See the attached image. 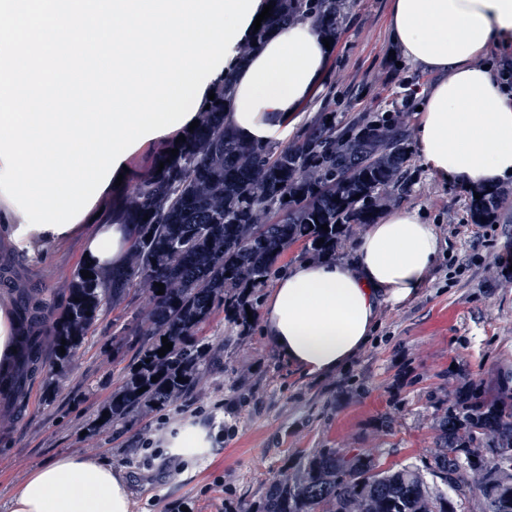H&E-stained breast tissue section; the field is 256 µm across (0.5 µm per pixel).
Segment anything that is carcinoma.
Wrapping results in <instances>:
<instances>
[{"label":"carcinoma","instance_id":"cac0c4a2","mask_svg":"<svg viewBox=\"0 0 512 512\" xmlns=\"http://www.w3.org/2000/svg\"><path fill=\"white\" fill-rule=\"evenodd\" d=\"M265 2L274 9L240 46V64L275 31L307 17L315 18L321 37L336 43L354 0ZM213 93L198 109V127L181 131L186 141L173 137L158 148L100 211L101 224L131 226L123 264L78 265L59 305L44 298L42 288L19 297L22 373L63 370L107 306L119 307L133 291L145 296V308L125 332L141 337V367L112 391L103 428L180 399L206 360L209 344L199 336L204 323L222 308L247 329L251 297L279 271L291 245L302 243L311 260L335 257L353 231L376 223L405 181L411 130L401 112H360L350 119L318 112L293 142L261 143L226 122L231 74ZM475 192L481 198L470 199L473 223H492L504 191L481 186ZM85 269L91 277L81 275ZM157 283L164 294H157ZM42 321L52 336L50 358L35 337ZM164 337L173 346L161 357ZM435 444L425 468L397 471L362 451L324 448L294 474L272 480L259 512H461L470 499L479 512H512V369L500 373L493 404L460 395L441 409Z\"/></svg>","mask_w":512,"mask_h":512}]
</instances>
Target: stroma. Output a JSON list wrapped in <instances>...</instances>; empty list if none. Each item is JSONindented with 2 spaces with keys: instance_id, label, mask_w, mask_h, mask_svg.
<instances>
[{
  "instance_id": "stroma-1",
  "label": "stroma",
  "mask_w": 512,
  "mask_h": 512,
  "mask_svg": "<svg viewBox=\"0 0 512 512\" xmlns=\"http://www.w3.org/2000/svg\"><path fill=\"white\" fill-rule=\"evenodd\" d=\"M393 0H355L327 61L323 83L289 122L297 136L315 113L357 115L371 102L407 113L417 123L419 98L406 85L427 86L431 73L395 52ZM495 224L470 220L465 189L433 177L412 160L410 181L395 207L417 210L436 225L444 251L427 284L403 304L384 305L370 341L342 370L314 378L288 365L254 321L239 335L224 312L199 332L210 353L192 389L177 401L187 417L225 408L230 432L210 452L170 470L164 441L171 410L153 411L106 431L94 422L129 372L134 348L113 357L112 344L138 314L142 296L106 310L63 375L42 370L21 389L0 390V512L28 473L55 458L85 455L122 470L132 512H257L273 478L292 474L300 459L323 448L368 451L383 467L428 463L441 407L459 392L495 395L503 366L512 367V272L502 262L512 247V181ZM84 236L18 250L0 234V263L15 285L0 288V306L17 309L33 286L63 296L68 274L82 262Z\"/></svg>"
}]
</instances>
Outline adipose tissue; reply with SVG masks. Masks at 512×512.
Returning <instances> with one entry per match:
<instances>
[{
  "label": "adipose tissue",
  "mask_w": 512,
  "mask_h": 512,
  "mask_svg": "<svg viewBox=\"0 0 512 512\" xmlns=\"http://www.w3.org/2000/svg\"><path fill=\"white\" fill-rule=\"evenodd\" d=\"M390 35L402 53L433 74L421 92L413 129L418 156L436 178L458 187L512 180V87L480 58L512 46V0H394ZM329 56L314 20L284 27L245 65L229 56L235 78L228 122L254 141L284 138L288 119L322 82ZM86 212L87 260L121 263L129 231ZM441 249L435 225L396 210L357 241L351 259L304 260L280 277L263 307V334L291 365L322 376L350 364L367 345L383 305L427 283ZM11 512H132L128 484L111 464L63 456L33 469Z\"/></svg>",
  "instance_id": "ef3b65f1"
}]
</instances>
